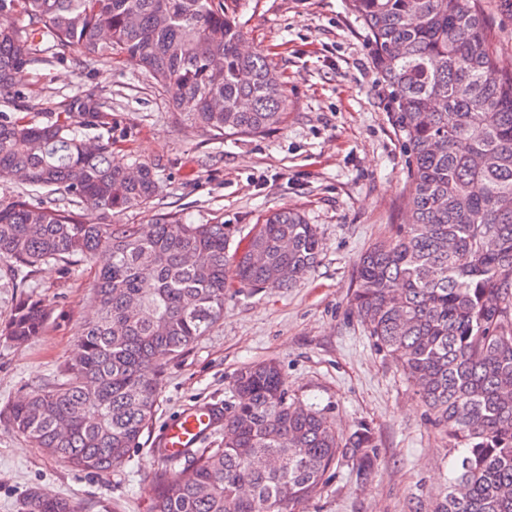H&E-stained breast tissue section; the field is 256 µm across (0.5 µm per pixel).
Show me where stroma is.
Returning <instances> with one entry per match:
<instances>
[{
  "label": "stroma",
  "mask_w": 512,
  "mask_h": 512,
  "mask_svg": "<svg viewBox=\"0 0 512 512\" xmlns=\"http://www.w3.org/2000/svg\"><path fill=\"white\" fill-rule=\"evenodd\" d=\"M498 66L512 72V10L480 0ZM246 49L280 71L287 121L267 133L224 140L188 128L167 97L128 59L95 69L72 58L17 74V98L0 112L45 122L78 89L112 100V149L125 162L155 164L164 191L151 208L120 215L150 224L173 212L193 224H235L236 245L273 211L294 209L314 224L319 260L297 287L272 293L229 288L224 317L188 351L163 358L157 410L139 448L107 474L72 470L0 422V512H19L30 489L79 499L87 512H150L156 478L166 468L154 452L180 414L231 397L235 373L276 360L294 397L323 409L341 433L370 428L377 461L356 481L351 458L302 512H427L441 497L456 453L429 422L415 387L372 342L351 306L361 255L404 223L409 154L390 114L389 91L371 45L345 0H240ZM93 265L35 268L14 279L0 261V325L20 297L36 294L49 312L40 336L0 338V408L62 371L74 356L90 303Z\"/></svg>",
  "instance_id": "obj_1"
}]
</instances>
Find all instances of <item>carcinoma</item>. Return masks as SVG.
Instances as JSON below:
<instances>
[{
  "label": "carcinoma",
  "mask_w": 512,
  "mask_h": 512,
  "mask_svg": "<svg viewBox=\"0 0 512 512\" xmlns=\"http://www.w3.org/2000/svg\"><path fill=\"white\" fill-rule=\"evenodd\" d=\"M389 89L410 152L408 223L365 252L352 297L375 343L415 386L429 420L461 450L431 512H512V74L500 72L478 0H346ZM27 20L24 27L16 19ZM228 0H0V96L17 71L71 56L87 65L129 57L161 88L172 114L216 138L263 134L288 118L280 74L240 49ZM110 102L75 95L55 120L0 113V260L13 275L104 253L65 372L0 410L33 446L79 471L107 472L140 445L158 404L161 355L176 356L224 314L231 283L252 291L300 284L321 241L298 212L264 216L230 251L235 224L104 219L150 207L156 168L113 159ZM40 298L21 297L0 337L43 330ZM224 405V437L166 470L152 512H299L340 458L370 479L371 431L341 436L332 418L291 397L279 365L241 369ZM23 512H84L30 492Z\"/></svg>",
  "instance_id": "carcinoma-1"
}]
</instances>
